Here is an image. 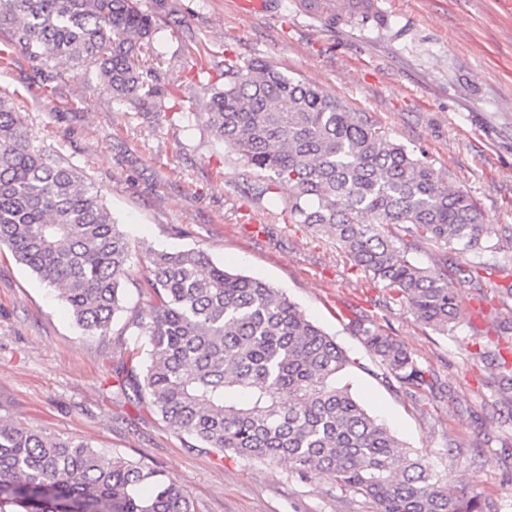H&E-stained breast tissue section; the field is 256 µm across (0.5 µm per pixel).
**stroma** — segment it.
<instances>
[{
    "label": "stroma",
    "mask_w": 512,
    "mask_h": 512,
    "mask_svg": "<svg viewBox=\"0 0 512 512\" xmlns=\"http://www.w3.org/2000/svg\"><path fill=\"white\" fill-rule=\"evenodd\" d=\"M376 2L382 28L333 23L301 10L300 0L261 9L239 0H141L159 26L146 65L173 92L145 102L112 99L95 67L42 66L0 28V91L124 225L136 245L132 277L142 270V247L198 248L229 272L283 289L351 359L337 386L425 456L441 481H465L498 512H512V405L484 357L512 350V338L492 328L494 317L512 316V299L454 281L462 297L456 326L434 333L389 289L366 284L332 239L291 223L288 186L250 194L252 170L184 111H203L206 85L223 86L225 54L266 62L426 151L441 178L476 199L486 224L512 228V0ZM250 224L263 226L261 237L247 233ZM124 305L107 335H88L54 288L0 249V416L159 468L187 490L196 512H374L328 477L218 458L146 405L113 398L103 381L139 332L135 287ZM354 310L378 312L457 401L427 390L412 398L388 385L346 327Z\"/></svg>",
    "instance_id": "1"
}]
</instances>
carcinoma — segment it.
I'll return each instance as SVG.
<instances>
[{"label": "carcinoma", "mask_w": 512, "mask_h": 512, "mask_svg": "<svg viewBox=\"0 0 512 512\" xmlns=\"http://www.w3.org/2000/svg\"><path fill=\"white\" fill-rule=\"evenodd\" d=\"M0 26L35 59L95 66L116 99L164 97L144 65L157 27L140 0H0ZM205 108L194 116L251 168L252 191L290 187L288 218L328 233L353 268L432 331L453 330L455 278L512 298V284L493 280L512 276L498 260L512 252V231L497 235L425 152L396 142L366 113L236 55L224 56V87L211 89ZM422 244L441 250L432 267L410 257ZM2 246L60 290L86 332L110 330L133 243L93 184L38 142L0 94ZM135 284L140 332L112 376L113 396L147 404L176 433L220 454L327 476L375 512H497L466 486L441 484L426 459L336 386L349 357L283 290L229 273L195 248L148 251ZM348 328L405 393L440 389L375 316L354 311ZM493 361L500 395L512 403V364L498 352ZM0 512L195 508L160 469L0 418Z\"/></svg>", "instance_id": "obj_1"}]
</instances>
